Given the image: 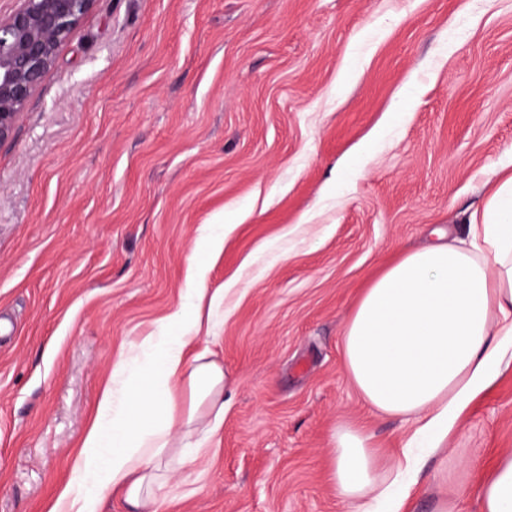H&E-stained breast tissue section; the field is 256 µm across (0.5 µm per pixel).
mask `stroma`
<instances>
[{
    "label": "stroma",
    "instance_id": "35a3bbf8",
    "mask_svg": "<svg viewBox=\"0 0 512 512\" xmlns=\"http://www.w3.org/2000/svg\"><path fill=\"white\" fill-rule=\"evenodd\" d=\"M499 171L512 0H97L0 145V512H48L113 365L198 284L221 298L196 348L236 386L164 512H356L332 430L365 426L388 469L416 425L363 401L346 320ZM418 452L407 512H480L512 364Z\"/></svg>",
    "mask_w": 512,
    "mask_h": 512
}]
</instances>
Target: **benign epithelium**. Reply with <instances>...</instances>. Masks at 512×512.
I'll return each mask as SVG.
<instances>
[{
    "mask_svg": "<svg viewBox=\"0 0 512 512\" xmlns=\"http://www.w3.org/2000/svg\"><path fill=\"white\" fill-rule=\"evenodd\" d=\"M17 2L0 18V144L12 137L29 98L96 0Z\"/></svg>",
    "mask_w": 512,
    "mask_h": 512,
    "instance_id": "obj_1",
    "label": "benign epithelium"
}]
</instances>
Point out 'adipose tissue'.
<instances>
[{"mask_svg":"<svg viewBox=\"0 0 512 512\" xmlns=\"http://www.w3.org/2000/svg\"><path fill=\"white\" fill-rule=\"evenodd\" d=\"M187 309L112 368L49 512H163L161 492L196 463L193 439L216 432L232 376L195 351ZM512 350V175L500 180L462 235L405 252L366 289L344 330L347 373L376 411L446 436ZM330 479L339 498L385 496L377 449L359 424L336 426ZM481 512H512V454L478 480Z\"/></svg>","mask_w":512,"mask_h":512,"instance_id":"obj_1","label":"adipose tissue"}]
</instances>
